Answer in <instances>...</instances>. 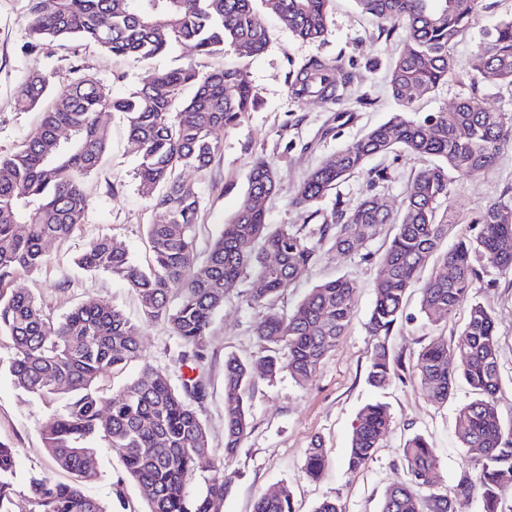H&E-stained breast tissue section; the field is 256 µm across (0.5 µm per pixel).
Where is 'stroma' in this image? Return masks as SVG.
I'll return each instance as SVG.
<instances>
[{
  "mask_svg": "<svg viewBox=\"0 0 512 512\" xmlns=\"http://www.w3.org/2000/svg\"><path fill=\"white\" fill-rule=\"evenodd\" d=\"M29 8V0H0L2 156L13 153L40 122L39 111L21 110L14 102L18 85L30 72H42L58 86L70 80L71 67L78 63L112 96L123 97L136 90L152 70L161 72L190 61L206 73L238 62L232 48L205 56L188 43L147 64L133 56L115 57L86 42L53 43L27 54L22 47L28 39ZM510 16L512 0H483L470 29L452 48L458 63L455 73L435 93L418 99L416 118L452 109L473 94L488 108L512 112L511 84L471 83L481 64L479 49L485 31ZM263 20L270 32L269 44L246 63L258 97L257 108L220 133V150L205 171L182 173L200 197L196 228V258L200 261L241 204L250 168L259 158L272 164L278 179L276 191L262 203L268 224L300 227L310 238H317L319 219L306 220L292 204L299 185L309 171L384 122L396 109L389 74L404 48L405 29L388 30L382 21L362 13L354 0H331L328 35L320 44L298 39L274 15H264ZM314 58L339 61L349 74L350 82L339 103L291 95L292 74ZM100 120L109 128L111 138L102 168L86 184L93 203L84 223L70 238L47 243L45 265L35 273H14L10 286L34 296L44 314L54 321L79 304L96 301L142 322L137 297L122 281L87 273L74 263L85 244L102 235L121 243L141 265H148L152 257L147 227L155 214L139 189L137 149L128 138L120 113H101ZM430 163V158L402 150L374 156L368 160L366 172L348 178L318 202L321 217L329 216L335 204L349 208L368 196L382 200L389 209H398L414 173ZM491 201L512 208L510 144L500 150L492 168L455 183L446 202L449 228L444 247H452L468 232ZM395 232V225H384L366 248L350 253L336 252L329 243H322L317 261L302 269L293 284L270 304L251 301L252 278L248 275L227 294L208 338L203 365L208 396L195 407L209 446L219 459L224 456L225 359L234 356L258 366L262 349L255 327L269 310L289 312L316 285L339 276L350 277L357 284L356 311L349 326L308 384H296L285 373L272 379L255 374L246 392L250 428L229 463L233 490L221 512H253V504L262 493L283 484L292 493L294 512H313L326 499L338 500L344 512H379L386 489L404 476L401 450L417 434L435 448L444 488H454L467 473L474 454L461 447L455 435L456 414L474 397L466 382H458L444 404L432 401L410 379L392 381L377 392L366 383L369 358L377 344L366 329V321L375 300L378 258ZM478 270L481 281L474 299L495 318L501 383L497 409L507 425L512 423V272L483 264ZM430 274V269H423L418 282L409 288L403 314L385 340L388 349L410 368L433 338L445 336L458 341L468 318L463 307L440 324L426 321L420 312V299L422 283ZM142 324L140 361L103 377L100 389L104 399H111L137 378L146 363L165 371L173 385H180L182 371L175 362L177 339L163 322ZM12 354L9 339L0 336V444L16 451L14 512H26L30 475L61 481L66 478L64 472L52 469L42 436L43 425L61 403L34 397L16 387L9 372ZM374 398L386 403L392 423L367 465L353 472L346 464L353 429L361 408ZM315 441L325 448L327 463L313 479L306 472L305 450ZM93 469L94 477L83 485L87 495L104 502L110 512H146L142 491L127 476L114 448L99 444Z\"/></svg>",
  "mask_w": 512,
  "mask_h": 512,
  "instance_id": "obj_1",
  "label": "stroma"
}]
</instances>
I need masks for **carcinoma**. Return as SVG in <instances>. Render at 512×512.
Listing matches in <instances>:
<instances>
[{
  "mask_svg": "<svg viewBox=\"0 0 512 512\" xmlns=\"http://www.w3.org/2000/svg\"><path fill=\"white\" fill-rule=\"evenodd\" d=\"M29 40L33 53L47 42H90L116 56L148 61L173 45L189 42L203 55L224 46L246 60L259 55L269 32L259 11L274 14L292 33L320 42L328 32L330 0H30ZM361 12L400 25L407 32L403 52L390 72L398 109L314 169L300 185L294 203L308 218L314 206L347 178L361 173L369 158L398 149L432 156L436 163L412 178L397 216L367 197L355 207H335L320 225V240L349 252L373 239L383 224H398L397 233L379 260L376 299L366 322L375 337L390 334L402 313L408 288L436 255L448 233V212H439L451 194L453 179L488 169L501 148L512 141V114L491 110L470 96L457 106L423 120L409 115L415 102L437 90L456 70L451 49L468 30L481 0H355ZM67 84L54 87L33 73L17 88L22 109L45 107V117L22 145L0 156V280L16 270L38 271L46 262L45 244L65 240L83 223L92 201L83 189L104 164L109 130L98 120L105 111L120 112L128 138L139 153L142 195L157 219L148 225L153 265L145 268L112 239L90 241L75 264L125 282L137 296L142 321L165 322L179 340L176 362L192 371L205 360L215 313L231 287L253 272L251 298L265 303L293 282L297 272L318 256V244L300 228L266 223L257 196L277 187L276 174L264 159L254 162L239 208L210 245L206 259L195 262L196 219L200 198L181 171L207 169L219 152L218 133L253 111L258 99L242 66L203 74L194 64L151 72L127 97L114 98L82 67ZM481 77L512 84V19L487 33L482 46ZM348 76L341 66L315 58L291 79L298 98L334 100ZM494 201L485 206L475 231L461 237L437 260L422 287L421 312L434 324L469 304L462 341L453 346L465 357L460 370L448 367L452 346L438 336L420 352L416 378L425 393L443 404L458 379L475 399L456 415L455 433L464 448H481L474 473L455 493H479L483 512H502L503 495L512 490V427L500 421L498 337L491 313L471 301L479 273L477 259L512 272V220ZM180 285L172 299L174 285ZM356 283L338 277L313 288L288 313L270 310L256 327L267 355L266 376L286 372L299 385L313 379L336 346L355 312ZM0 335L13 346L9 371L15 385L36 396H62L65 404L43 426L52 465L70 474L68 482L31 476L29 512H109L104 503L84 494L95 476L88 459L95 443L120 450L128 476L145 492L147 512H218L232 489L225 462L234 457L249 428L245 386L248 365L234 357L224 361V463L213 462L205 428L192 402L206 396L196 375L171 385L150 364L102 409L99 381L140 359L141 326L116 307L88 302L54 322L34 298L0 289ZM407 367L385 344L373 350L367 383L381 389L406 374ZM391 425L387 406L366 403L358 416L347 456L357 471ZM405 478L385 492L380 512H454V496L439 490L438 457L429 441L415 435L402 448ZM327 461L316 441L306 449V470L318 476ZM203 475V487L191 484ZM16 452L0 445V512H11L15 495ZM253 512H292V494L283 485L263 493Z\"/></svg>",
  "mask_w": 512,
  "mask_h": 512,
  "instance_id": "cac0c4a2",
  "label": "carcinoma"
}]
</instances>
